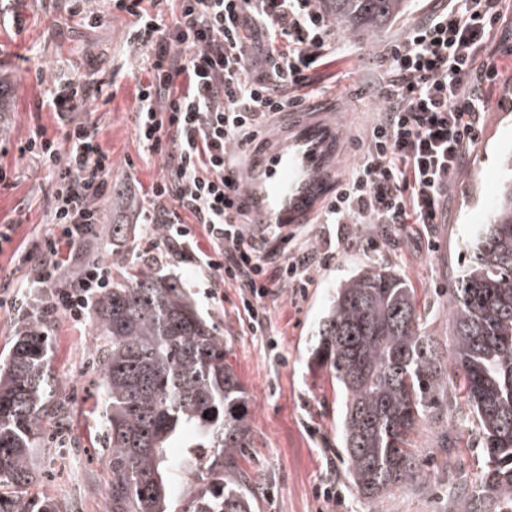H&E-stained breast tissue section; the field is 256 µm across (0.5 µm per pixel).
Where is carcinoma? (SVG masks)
<instances>
[{
	"instance_id": "obj_1",
	"label": "carcinoma",
	"mask_w": 512,
	"mask_h": 512,
	"mask_svg": "<svg viewBox=\"0 0 512 512\" xmlns=\"http://www.w3.org/2000/svg\"><path fill=\"white\" fill-rule=\"evenodd\" d=\"M349 35L375 32L407 0H326ZM501 202L481 225L448 299L451 363L425 331L416 289L386 267L362 269L330 295L309 362L329 371L344 401L341 448L351 484L382 500L417 480L411 439L421 423L448 427V402L463 404L479 439L472 467L448 485L453 512H512V155ZM99 344L110 478L106 512H255L253 497L225 478L249 447L247 396L227 362L224 337L178 279L139 269L90 308ZM47 325L29 318L0 358V512H68L54 497H23L36 479L45 424L66 419L50 370ZM182 457L168 449L186 432ZM185 476L179 496L176 474Z\"/></svg>"
}]
</instances>
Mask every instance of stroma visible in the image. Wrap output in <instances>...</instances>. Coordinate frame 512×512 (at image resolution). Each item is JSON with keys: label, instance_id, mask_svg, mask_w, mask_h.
I'll list each match as a JSON object with an SVG mask.
<instances>
[{"label": "stroma", "instance_id": "35a3bbf8", "mask_svg": "<svg viewBox=\"0 0 512 512\" xmlns=\"http://www.w3.org/2000/svg\"><path fill=\"white\" fill-rule=\"evenodd\" d=\"M441 0H411L408 11L371 34L351 36L337 31L338 44L354 54L338 58L334 72H316L314 89L339 105L347 133L340 161L350 168L358 159V139L377 118L382 102L368 94L385 71L388 43L439 10ZM19 26L0 25V76L11 84L8 131L0 136V167L8 174L0 186V224L15 227L13 241L0 247V286L25 277L14 251L48 228L54 181L33 156L21 148L32 132L63 140L64 128L53 112L41 107L54 81L72 78L101 86L94 102L79 109L112 157V178L101 202L108 224L126 223L130 212L144 214L151 203L144 190L165 173L161 156L137 135L136 95L148 77L140 54L128 42L133 21L113 10L110 0H97L93 12L77 0H10ZM501 22L487 45L499 58V83L486 89L489 99L478 116L479 138L466 150L463 166L448 186L442 223L430 224H295L287 240L272 237L265 259L275 267L288 257L312 255L311 285L305 297L280 288L262 305L268 327L253 331L241 292L200 270L192 256L171 251L160 231L139 225L136 236L112 240L97 236L79 250L82 260H99L120 277L139 265L176 276L190 289L199 312L224 333L229 360L248 396L250 448L239 471L249 478L257 512H448L449 457L438 444L436 429L422 425L413 448L421 462L417 482L372 502L360 498L346 474V458L338 450L337 411L341 398L328 371L309 364V349L328 296L345 278L361 269L388 267L404 276L442 352H450L453 336L448 291L469 260L471 243L492 210L503 179L502 158L512 151V0H504ZM51 370L59 380L69 416L43 437L36 459L38 478L28 495L67 497L76 512H105L108 480L99 448L105 427L100 418V369L93 352L98 338L90 320L74 323L59 315L51 327ZM332 487L340 502L316 498Z\"/></svg>", "mask_w": 512, "mask_h": 512}]
</instances>
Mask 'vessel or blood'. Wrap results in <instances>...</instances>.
<instances>
[{
	"label": "vessel or blood",
	"instance_id": "1",
	"mask_svg": "<svg viewBox=\"0 0 512 512\" xmlns=\"http://www.w3.org/2000/svg\"><path fill=\"white\" fill-rule=\"evenodd\" d=\"M341 131L337 113L325 110L274 117L265 148L240 171L239 205L248 223L267 234L312 223L335 188Z\"/></svg>",
	"mask_w": 512,
	"mask_h": 512
}]
</instances>
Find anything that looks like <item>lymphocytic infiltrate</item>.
Returning a JSON list of instances; mask_svg holds the SVG:
<instances>
[{"instance_id": "f902f5d3", "label": "lymphocytic infiltrate", "mask_w": 512, "mask_h": 512, "mask_svg": "<svg viewBox=\"0 0 512 512\" xmlns=\"http://www.w3.org/2000/svg\"><path fill=\"white\" fill-rule=\"evenodd\" d=\"M112 0L134 21L129 42L141 51L148 77L137 89L138 137L163 157L166 173L150 189L158 209L149 219L166 242L196 248L203 226L211 249L201 265L239 288L253 330H262V300L272 289L306 294L308 256L269 271L236 205L239 172L233 151L254 139L272 114L300 105L310 74L334 52L336 25L321 0H179L165 22L152 0ZM501 0H447L387 49L384 107L370 127L363 155L322 210L328 224H437L450 179L475 141L483 95L469 90L472 71L487 80L501 72L485 45L503 18ZM94 92L72 83L49 91L42 105L60 119L64 142L33 135L25 152L57 180L49 229L32 250L34 274L12 283L0 308L38 295V314L83 321L93 297L112 285L107 265L91 261L66 275L63 252L90 240L102 222L99 201L112 176V157L96 131L74 114Z\"/></svg>"}]
</instances>
